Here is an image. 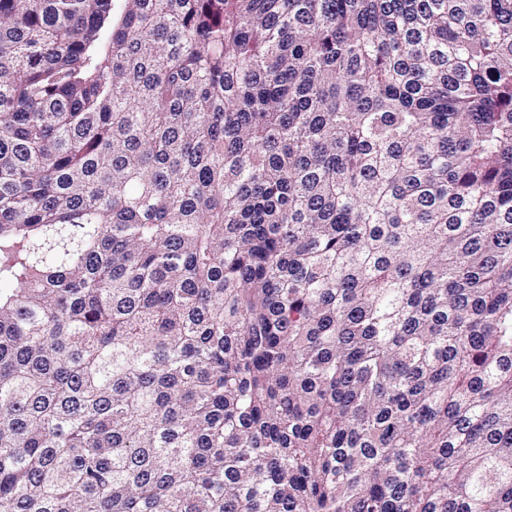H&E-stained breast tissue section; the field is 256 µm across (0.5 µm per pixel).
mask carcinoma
I'll return each mask as SVG.
<instances>
[{
	"label": "carcinoma",
	"instance_id": "1",
	"mask_svg": "<svg viewBox=\"0 0 512 512\" xmlns=\"http://www.w3.org/2000/svg\"><path fill=\"white\" fill-rule=\"evenodd\" d=\"M0 512H512V0H0Z\"/></svg>",
	"mask_w": 512,
	"mask_h": 512
}]
</instances>
